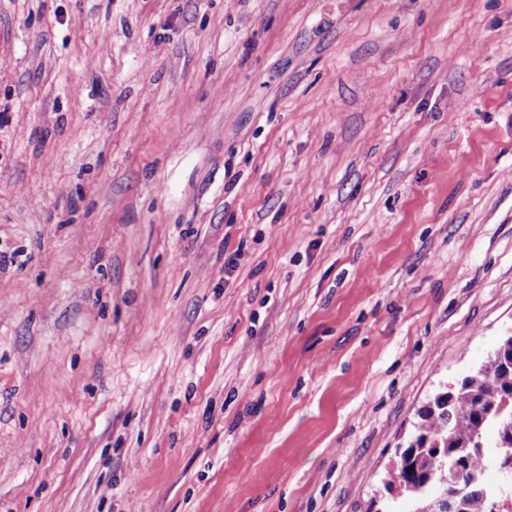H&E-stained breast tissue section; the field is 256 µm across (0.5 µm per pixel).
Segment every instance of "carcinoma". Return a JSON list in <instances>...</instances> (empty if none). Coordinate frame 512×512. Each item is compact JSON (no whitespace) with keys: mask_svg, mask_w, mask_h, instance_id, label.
<instances>
[{"mask_svg":"<svg viewBox=\"0 0 512 512\" xmlns=\"http://www.w3.org/2000/svg\"><path fill=\"white\" fill-rule=\"evenodd\" d=\"M397 457L394 482L414 512H498L502 485L484 484L482 469L512 459V336L434 397Z\"/></svg>","mask_w":512,"mask_h":512,"instance_id":"obj_1","label":"carcinoma"}]
</instances>
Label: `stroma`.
<instances>
[{"instance_id":"stroma-1","label":"stroma","mask_w":512,"mask_h":512,"mask_svg":"<svg viewBox=\"0 0 512 512\" xmlns=\"http://www.w3.org/2000/svg\"><path fill=\"white\" fill-rule=\"evenodd\" d=\"M511 327L512 0H0V512H410Z\"/></svg>"}]
</instances>
